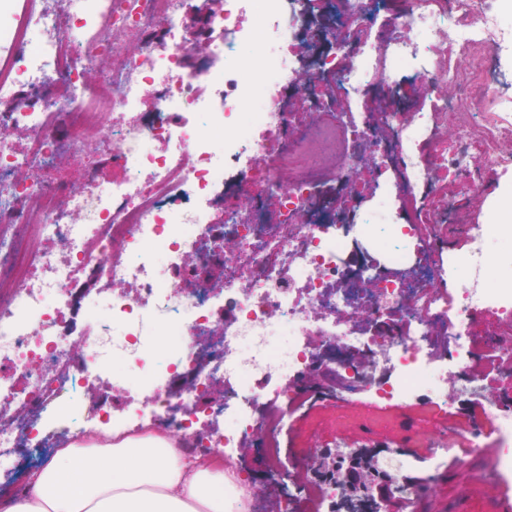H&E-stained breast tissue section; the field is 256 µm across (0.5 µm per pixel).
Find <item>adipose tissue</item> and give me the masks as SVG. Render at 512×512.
<instances>
[{"mask_svg": "<svg viewBox=\"0 0 512 512\" xmlns=\"http://www.w3.org/2000/svg\"><path fill=\"white\" fill-rule=\"evenodd\" d=\"M224 462L154 431L57 448L0 512H226Z\"/></svg>", "mask_w": 512, "mask_h": 512, "instance_id": "obj_1", "label": "adipose tissue"}]
</instances>
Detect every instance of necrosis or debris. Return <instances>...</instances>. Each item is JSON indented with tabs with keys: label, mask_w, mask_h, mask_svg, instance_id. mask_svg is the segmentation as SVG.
Returning a JSON list of instances; mask_svg holds the SVG:
<instances>
[{
	"label": "necrosis or debris",
	"mask_w": 512,
	"mask_h": 512,
	"mask_svg": "<svg viewBox=\"0 0 512 512\" xmlns=\"http://www.w3.org/2000/svg\"><path fill=\"white\" fill-rule=\"evenodd\" d=\"M371 2L221 0L193 70L188 0L0 6V125L20 134L0 140V473L42 448L48 407L62 441L101 435L108 378L129 431L223 458L232 512L309 495L311 449L291 468L275 443L304 399L450 411L471 456L499 450L465 493L512 478V288L480 279L512 234L494 210L466 222L512 173V20L496 0ZM65 152L117 173L46 180ZM224 235L222 281L185 289Z\"/></svg>",
	"instance_id": "4bbe7bcc"
}]
</instances>
